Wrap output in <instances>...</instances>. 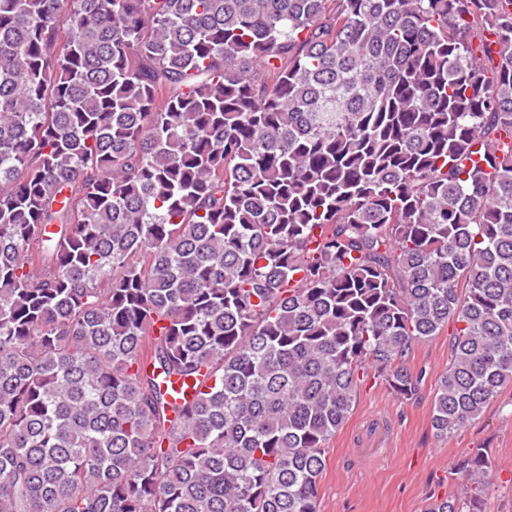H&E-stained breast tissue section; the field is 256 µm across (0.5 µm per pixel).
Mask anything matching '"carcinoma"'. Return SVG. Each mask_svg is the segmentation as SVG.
I'll return each mask as SVG.
<instances>
[{"label": "carcinoma", "mask_w": 512, "mask_h": 512, "mask_svg": "<svg viewBox=\"0 0 512 512\" xmlns=\"http://www.w3.org/2000/svg\"><path fill=\"white\" fill-rule=\"evenodd\" d=\"M449 325L438 437L512 384V0H0V512H317Z\"/></svg>", "instance_id": "cac0c4a2"}]
</instances>
